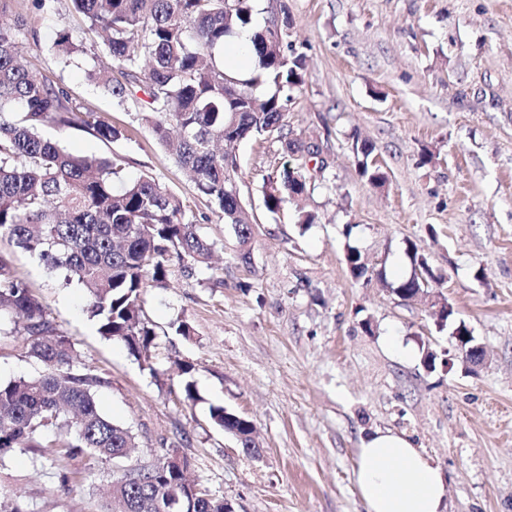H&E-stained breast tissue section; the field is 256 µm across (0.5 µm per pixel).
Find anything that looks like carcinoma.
<instances>
[{
    "mask_svg": "<svg viewBox=\"0 0 512 512\" xmlns=\"http://www.w3.org/2000/svg\"><path fill=\"white\" fill-rule=\"evenodd\" d=\"M0 0V240L7 239L43 262L64 284L77 283L89 296L87 312L108 340L123 343L136 359L146 355L155 333L143 317L149 287H167L172 261L206 264L214 244L185 219L182 201L148 174L113 188L119 168L111 157L73 154L41 134L47 125L76 126L101 141L125 137L124 130L78 107L65 87L18 59L17 34L24 20ZM88 27L105 34V54L88 72L90 80L125 102L147 100L139 117L159 144L193 177L197 193L233 227L241 246L252 235L240 206L236 155L219 151L246 138L283 128L291 92L304 77V55L286 42L288 19L270 18L252 38L257 61L251 73L232 71L220 54L224 41L252 24L253 0H70ZM82 41L62 31L52 43L69 57ZM148 61L141 73L140 58ZM297 165L284 166L264 191L275 213L285 197L308 191L305 169L311 152L303 142L284 140ZM359 174L381 189L387 176L371 165L373 145H355ZM410 274L392 284L405 299L421 288L415 271L436 283L427 257L409 247ZM352 277L367 273L360 251L346 253ZM20 315L13 332L24 337L29 356L42 364L33 377L0 382V468L19 448H41L40 458L64 485L80 484L99 464L123 466L136 447L130 428L105 416L95 393L103 381L74 359L69 338L58 332L45 307L15 276L0 252V314ZM454 312L440 311L439 330H467ZM212 422L247 452L258 447L251 420L222 406ZM171 453L150 459L145 471L114 476L104 512H224V499L189 491L180 467L166 464Z\"/></svg>",
    "mask_w": 512,
    "mask_h": 512,
    "instance_id": "1",
    "label": "carcinoma"
}]
</instances>
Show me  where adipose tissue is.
<instances>
[{
  "label": "adipose tissue",
  "instance_id": "obj_1",
  "mask_svg": "<svg viewBox=\"0 0 512 512\" xmlns=\"http://www.w3.org/2000/svg\"><path fill=\"white\" fill-rule=\"evenodd\" d=\"M353 481L365 512H445L448 482L405 437L377 431L362 440Z\"/></svg>",
  "mask_w": 512,
  "mask_h": 512
}]
</instances>
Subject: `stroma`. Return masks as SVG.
<instances>
[{
    "instance_id": "obj_1",
    "label": "stroma",
    "mask_w": 512,
    "mask_h": 512,
    "mask_svg": "<svg viewBox=\"0 0 512 512\" xmlns=\"http://www.w3.org/2000/svg\"><path fill=\"white\" fill-rule=\"evenodd\" d=\"M12 6L28 23L18 36L24 59L126 131L114 143L80 127L50 126L46 136L77 154L119 158L115 188L153 176L215 245L211 267L172 265L167 287L145 292L156 338L144 365L99 335L83 288L0 241L80 365L103 378L98 404L131 427L137 456L185 457L190 480L236 512H364L352 480L358 448L389 429L446 474L447 512H512V0H254L256 22L288 16L306 70L283 131L235 147L253 229L246 263L231 227L136 106L88 80L99 34L86 33L73 62L51 52L60 31L84 25L70 0ZM287 137L316 143L324 166L308 194L273 214L263 191L288 159ZM357 138L374 144L385 190L360 176ZM302 210L317 223L299 224ZM412 244L442 275L433 289L484 347L483 364L465 368L427 303L390 290L411 271ZM351 245L369 268L359 280L346 264ZM178 321L192 336L175 333ZM13 327L0 319V381L38 370ZM181 362L193 364L191 378ZM214 406L253 421L257 453L214 426ZM33 457L16 451L0 471L9 499L28 512H103L115 464L64 486Z\"/></svg>"
}]
</instances>
